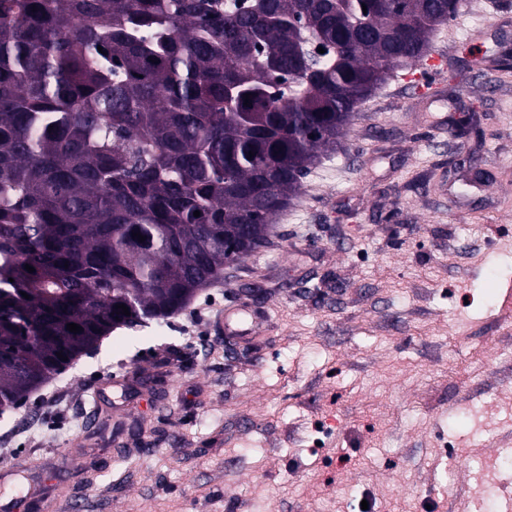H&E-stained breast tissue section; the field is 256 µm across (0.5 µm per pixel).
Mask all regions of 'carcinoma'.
I'll use <instances>...</instances> for the list:
<instances>
[{
    "label": "carcinoma",
    "mask_w": 512,
    "mask_h": 512,
    "mask_svg": "<svg viewBox=\"0 0 512 512\" xmlns=\"http://www.w3.org/2000/svg\"><path fill=\"white\" fill-rule=\"evenodd\" d=\"M463 5L0 0V413L258 251Z\"/></svg>",
    "instance_id": "carcinoma-1"
}]
</instances>
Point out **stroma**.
Returning <instances> with one entry per match:
<instances>
[{
    "mask_svg": "<svg viewBox=\"0 0 512 512\" xmlns=\"http://www.w3.org/2000/svg\"><path fill=\"white\" fill-rule=\"evenodd\" d=\"M440 35L441 100L389 80L266 247L1 414L0 465L34 458L71 512H468L449 456L512 446L483 432L512 409V0ZM242 306L247 344L208 321Z\"/></svg>",
    "mask_w": 512,
    "mask_h": 512,
    "instance_id": "35a3bbf8",
    "label": "stroma"
}]
</instances>
